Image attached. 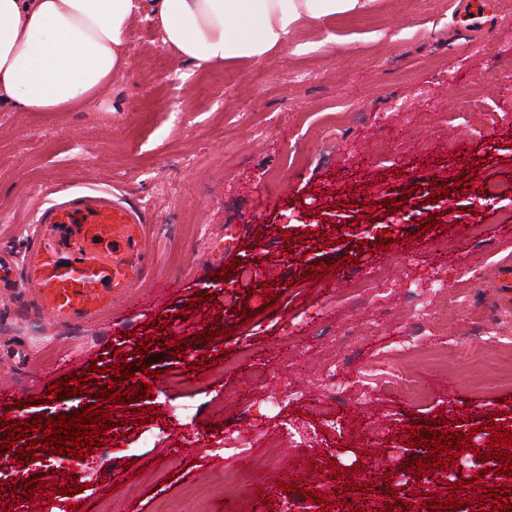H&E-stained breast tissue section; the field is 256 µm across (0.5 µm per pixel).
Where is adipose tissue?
<instances>
[{
    "label": "adipose tissue",
    "mask_w": 512,
    "mask_h": 512,
    "mask_svg": "<svg viewBox=\"0 0 512 512\" xmlns=\"http://www.w3.org/2000/svg\"><path fill=\"white\" fill-rule=\"evenodd\" d=\"M374 0H0V102L58 112L112 86L126 31L151 8L164 48L196 66L262 63L291 35Z\"/></svg>",
    "instance_id": "adipose-tissue-1"
}]
</instances>
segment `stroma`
I'll return each instance as SVG.
<instances>
[{
    "instance_id": "35a3bbf8",
    "label": "stroma",
    "mask_w": 512,
    "mask_h": 512,
    "mask_svg": "<svg viewBox=\"0 0 512 512\" xmlns=\"http://www.w3.org/2000/svg\"><path fill=\"white\" fill-rule=\"evenodd\" d=\"M128 43V67L92 102L61 112L0 105V262L11 263L0 390L16 402L0 417L56 412L58 399L43 393L84 350L97 384L129 365L151 386L135 413L104 402L112 427L93 450L89 486L62 495L71 469L33 499L44 512H212L235 497L241 512H284L294 499L286 479L322 485L329 508L305 512H334L332 466L366 472L367 491L350 494L363 512L396 498L418 506L432 489L463 498L465 512L503 489L512 508V475L483 473L453 493L450 454L429 481L401 471L414 453L407 432L438 415V432L467 435L480 455L496 428L512 432V309L496 305L493 288L512 254V239L493 231L512 225V0L479 10L471 0H375L254 65L180 61L145 12ZM323 126L333 138H317ZM433 184L448 196L429 202ZM50 188L122 189L151 223L113 227L111 249L94 250L138 264V286L107 290L72 320L42 316L37 301L40 261L55 250L32 218ZM401 197L408 221L372 210ZM385 232L390 242L377 246ZM418 240L428 249L417 256ZM236 258L254 275L229 289L215 274ZM320 262L331 267L323 290L303 275ZM159 279L177 284L161 299ZM269 281L272 310L260 295ZM203 291L210 300L199 301ZM420 298L428 314L418 320ZM209 328L210 343L199 336ZM414 333L417 347L402 350ZM191 337L182 359L162 345ZM331 370L334 396L323 383ZM408 380L419 398L404 395ZM292 423L308 429L306 442L289 439ZM8 454L0 499L29 512L13 488L51 465L17 462L14 446Z\"/></svg>"
}]
</instances>
